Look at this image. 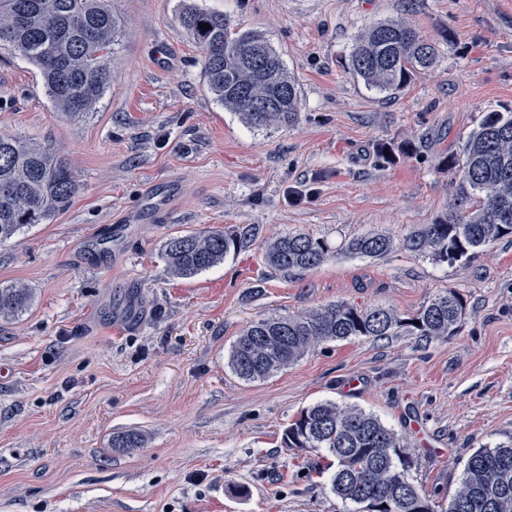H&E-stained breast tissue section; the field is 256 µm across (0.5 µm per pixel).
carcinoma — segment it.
Listing matches in <instances>:
<instances>
[{
	"label": "carcinoma",
	"instance_id": "obj_1",
	"mask_svg": "<svg viewBox=\"0 0 512 512\" xmlns=\"http://www.w3.org/2000/svg\"><path fill=\"white\" fill-rule=\"evenodd\" d=\"M179 20L204 54L206 90L249 127L289 124L300 109L298 83L280 53L259 31L233 29L222 13L186 3ZM207 24L204 30L199 24ZM120 33L112 0H0V52L26 59L36 69L52 108L68 120L93 112L112 87L113 46ZM439 43L398 21L377 23L357 38L347 69L366 86L395 94L411 76L432 67ZM449 165L459 172L454 211L422 224L401 247L436 262L469 259L483 247L512 236V112H489ZM80 190L66 157L49 144L0 133V244L33 224H48ZM240 238L222 229L173 235L163 245L170 272L190 278L222 262ZM394 242L364 234L345 252L378 256ZM325 241L290 233L266 245L265 262L289 274L320 266L333 256ZM22 282L0 286V319L19 315L32 301ZM465 313L463 298L448 289L406 321L384 308L335 302L298 315L249 324L234 342L228 365L241 380H265L311 348L351 338L390 336L409 327L446 339ZM283 444L325 450L336 460L332 492L355 512H512V444L478 448L444 507L408 475V444L381 420L332 401L300 412L285 428ZM137 431L112 437L114 448H139Z\"/></svg>",
	"mask_w": 512,
	"mask_h": 512
}]
</instances>
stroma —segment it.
<instances>
[{
	"label": "stroma",
	"instance_id": "1",
	"mask_svg": "<svg viewBox=\"0 0 512 512\" xmlns=\"http://www.w3.org/2000/svg\"><path fill=\"white\" fill-rule=\"evenodd\" d=\"M194 2L276 48L299 84L292 123L252 129L205 92L181 0H112V88L76 122L25 59L0 56V132L53 144L80 183L52 223L0 245V284L35 292L0 321V512H352L331 491L333 457L281 442L326 400L406 437L411 479L447 499L474 450L512 442V241L453 263L400 243L452 212L448 157L486 113L512 111V0ZM392 19L440 55L388 97L346 63L366 27ZM167 178L181 187L171 215L130 225L120 247L103 242ZM208 228L248 238L173 277L166 239ZM296 232L336 256L275 272L267 242ZM370 233L393 249L343 252ZM451 288L466 313L448 339L403 327L327 342L255 383L227 365L253 321L338 301L409 319ZM127 430L141 447H113Z\"/></svg>",
	"mask_w": 512,
	"mask_h": 512
}]
</instances>
